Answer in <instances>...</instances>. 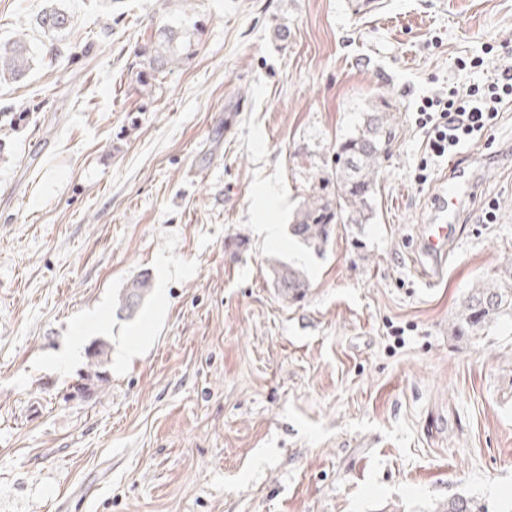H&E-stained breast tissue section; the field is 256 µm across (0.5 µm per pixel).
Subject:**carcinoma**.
Masks as SVG:
<instances>
[{"mask_svg": "<svg viewBox=\"0 0 512 512\" xmlns=\"http://www.w3.org/2000/svg\"><path fill=\"white\" fill-rule=\"evenodd\" d=\"M39 27L49 34H62L71 24L68 11L48 6L37 16ZM204 24L158 23L154 35L136 44L133 67L135 82L144 95L151 94L170 71L196 54L204 34ZM34 57L26 40L0 42V83L19 82L30 72ZM392 126L388 104L381 101L363 113L355 131L336 144L334 167L325 176H316L312 193L303 201L291 225L292 234L317 252L327 244L333 224H370L374 220L372 200L380 173L389 156ZM278 294L288 303L300 302L307 295V273L281 262L271 265ZM151 277H133L118 295L119 312L133 317L150 296ZM504 317L512 318V287L494 281H480L463 298L453 329L459 336H482ZM109 350L97 345L89 351L93 377L104 381ZM436 512H471L470 502L456 496L440 504Z\"/></svg>", "mask_w": 512, "mask_h": 512, "instance_id": "obj_1", "label": "carcinoma"}]
</instances>
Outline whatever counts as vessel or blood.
Masks as SVG:
<instances>
[{
	"mask_svg": "<svg viewBox=\"0 0 512 512\" xmlns=\"http://www.w3.org/2000/svg\"><path fill=\"white\" fill-rule=\"evenodd\" d=\"M480 162L455 166L439 190L434 206L433 220L426 225L422 249L432 264L425 272L428 284L439 282L446 270L448 255L458 243L456 224L463 205L475 200L482 182Z\"/></svg>",
	"mask_w": 512,
	"mask_h": 512,
	"instance_id": "b4317fda",
	"label": "vessel or blood"
}]
</instances>
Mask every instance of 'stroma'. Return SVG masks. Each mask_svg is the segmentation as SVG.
Returning a JSON list of instances; mask_svg holds the SVG:
<instances>
[{"mask_svg": "<svg viewBox=\"0 0 512 512\" xmlns=\"http://www.w3.org/2000/svg\"><path fill=\"white\" fill-rule=\"evenodd\" d=\"M59 4L91 47L73 62L35 24L45 0H0V39L37 57L0 104H44L0 116V512H512V319L452 333L473 282L512 285V107L458 151L486 171L430 288L419 237L449 162L416 123L483 80L472 57L512 63V0ZM162 17L205 34L145 97L133 48ZM382 100L375 219L315 252L294 215ZM275 259L307 270L303 301ZM141 272L153 291L120 316ZM271 268L273 281L283 300L300 302L308 295L310 281L303 269L278 261L272 263Z\"/></svg>", "mask_w": 512, "mask_h": 512, "instance_id": "stroma-1", "label": "stroma"}]
</instances>
